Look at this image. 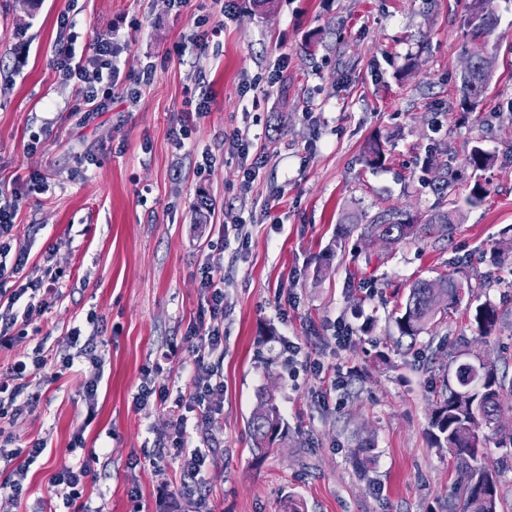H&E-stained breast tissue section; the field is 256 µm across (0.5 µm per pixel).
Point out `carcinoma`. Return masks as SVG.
<instances>
[{"label": "carcinoma", "mask_w": 512, "mask_h": 512, "mask_svg": "<svg viewBox=\"0 0 512 512\" xmlns=\"http://www.w3.org/2000/svg\"><path fill=\"white\" fill-rule=\"evenodd\" d=\"M488 0H472L471 37L484 38L498 24L496 14L488 8ZM489 75V61L473 54L469 66L461 74L460 91L465 101L477 100L485 92ZM490 156L481 147L474 146L468 157L469 166L484 169ZM456 223V210L438 206L418 222L407 212L380 214L367 224L360 225L361 236L379 238L388 243L418 239L434 234L447 235ZM464 290L462 282L452 275L437 279L416 281L409 289L404 303L398 305L395 318L398 337L396 345L404 340L415 342L428 332L437 315L448 313L457 306ZM474 320L486 338L499 321V308L488 303L476 306ZM470 343L465 336L453 342L451 363L456 365L454 380L445 383L442 399L436 403L429 418L432 446L445 448L453 459L457 478L448 493L445 512H500L504 499L498 470L485 461V439L482 427L499 426L503 407V393L512 392V379L499 371L498 364L509 366L512 356L501 352L495 359H487L484 366L465 361ZM248 429L254 448L265 453L288 439L277 405L269 394H259L248 419Z\"/></svg>", "instance_id": "obj_1"}]
</instances>
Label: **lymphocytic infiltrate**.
<instances>
[{
    "label": "lymphocytic infiltrate",
    "mask_w": 512,
    "mask_h": 512,
    "mask_svg": "<svg viewBox=\"0 0 512 512\" xmlns=\"http://www.w3.org/2000/svg\"><path fill=\"white\" fill-rule=\"evenodd\" d=\"M64 37L53 56V65L63 79L74 82L87 113L102 112L112 102V92L122 83L116 58L120 47L110 39H101L90 44L84 51H76L77 34L69 13H61L57 19ZM13 200L0 198V281L14 280L15 287L8 298L0 300V348L9 349L27 335L28 326L39 321L50 306L49 295L52 282L28 272V257L25 251L14 250L16 224ZM200 287L205 295L206 306L199 317L189 326V335L199 339L197 357L189 375L188 399L201 411L195 424H188L184 417L175 422L174 445L182 456L181 478L184 486H192L200 479L205 462L198 449L193 446V435L203 432L213 423L224 408V382L220 366L224 361V279L217 276L209 265H202ZM80 329H72L66 353L47 354L42 348H34L31 360H19L11 367L8 380H0V418L8 413H19L30 406L36 395L31 387L37 372L49 366L65 369L87 362L99 365L100 360L92 341H81ZM90 460H83L62 467L55 472L52 486L66 491L67 506L73 512H94L82 502V491L91 475Z\"/></svg>",
    "instance_id": "obj_1"
}]
</instances>
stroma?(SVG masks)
<instances>
[{
    "label": "stroma",
    "mask_w": 512,
    "mask_h": 512,
    "mask_svg": "<svg viewBox=\"0 0 512 512\" xmlns=\"http://www.w3.org/2000/svg\"><path fill=\"white\" fill-rule=\"evenodd\" d=\"M224 34L204 49L172 54L202 15V0H0V190L16 194V238L27 268L58 278L37 332L0 350V379L36 345L53 353L73 328L93 337L103 367L39 371L40 401L0 421L17 446L46 440L13 497L0 476V512H68L50 477L96 454L83 500L103 512H281L287 498L307 512H442L455 478L447 452L432 449L429 417L450 357L431 358L426 338L397 349L396 310L412 283L448 273L473 290L432 332L464 336L473 353H512V258L487 259L512 228V0H491L499 25L486 40L468 32L471 0H235ZM69 12L78 47L118 36L119 66L136 75L155 64L140 100L113 91L109 111H75L76 92L52 65L57 17ZM491 62L483 97L462 102L470 52ZM288 68L266 88L279 55ZM257 83L243 96V83ZM207 94L185 148L172 133L189 110L188 89ZM239 129L268 148L248 195L249 163L224 157V134ZM40 136L42 149L27 144ZM381 138L386 158L363 161ZM494 157L474 174L473 146ZM218 155L201 170L203 152ZM457 209L451 234L389 245L359 225L401 210L427 214L444 168ZM39 172L43 193L16 178ZM489 190L467 204L474 180ZM207 201L200 221L199 201ZM245 225L247 239L236 235ZM330 263L322 255L328 246ZM224 277V412L194 490L181 482L170 446L172 410L197 355L186 330L202 306L200 267ZM500 307L489 337L478 336L476 305ZM346 325L347 345L336 341ZM300 343L344 389L309 368L288 371L281 339ZM100 376L96 409L85 384ZM170 401L133 398L144 380ZM272 392L288 443L257 456L247 420L258 392ZM501 429H485L488 461L499 467L512 512V395ZM370 437L371 449L357 446Z\"/></svg>",
    "instance_id": "stroma-1"
}]
</instances>
